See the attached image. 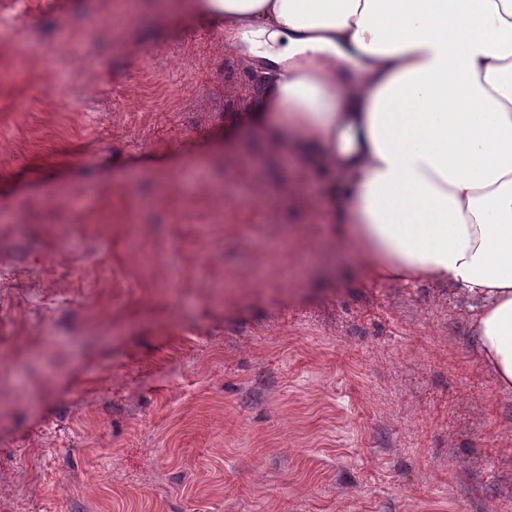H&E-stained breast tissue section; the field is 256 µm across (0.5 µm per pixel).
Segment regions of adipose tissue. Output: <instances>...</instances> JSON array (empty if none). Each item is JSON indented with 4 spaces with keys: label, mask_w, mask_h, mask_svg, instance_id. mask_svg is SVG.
<instances>
[{
    "label": "adipose tissue",
    "mask_w": 512,
    "mask_h": 512,
    "mask_svg": "<svg viewBox=\"0 0 512 512\" xmlns=\"http://www.w3.org/2000/svg\"><path fill=\"white\" fill-rule=\"evenodd\" d=\"M259 75L249 122L343 184L383 278L454 288L512 389V0H200Z\"/></svg>",
    "instance_id": "obj_1"
}]
</instances>
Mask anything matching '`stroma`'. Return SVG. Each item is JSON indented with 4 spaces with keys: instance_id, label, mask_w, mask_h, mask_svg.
<instances>
[{
    "instance_id": "obj_1",
    "label": "stroma",
    "mask_w": 512,
    "mask_h": 512,
    "mask_svg": "<svg viewBox=\"0 0 512 512\" xmlns=\"http://www.w3.org/2000/svg\"><path fill=\"white\" fill-rule=\"evenodd\" d=\"M0 0V512H512V391L446 287L246 123L189 0Z\"/></svg>"
}]
</instances>
